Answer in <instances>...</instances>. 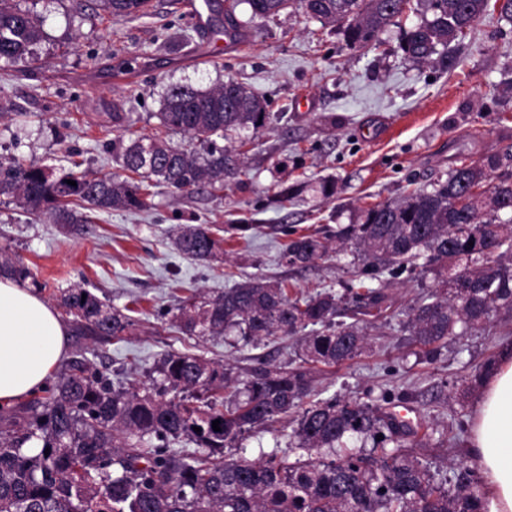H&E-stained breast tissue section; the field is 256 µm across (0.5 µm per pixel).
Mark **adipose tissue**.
<instances>
[{
	"label": "adipose tissue",
	"mask_w": 512,
	"mask_h": 512,
	"mask_svg": "<svg viewBox=\"0 0 512 512\" xmlns=\"http://www.w3.org/2000/svg\"><path fill=\"white\" fill-rule=\"evenodd\" d=\"M69 327L32 290L0 280V406L36 394L66 354ZM469 455L487 494L484 512H512V345L485 377Z\"/></svg>",
	"instance_id": "1"
}]
</instances>
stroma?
I'll return each mask as SVG.
<instances>
[{
  "label": "stroma",
  "mask_w": 512,
  "mask_h": 512,
  "mask_svg": "<svg viewBox=\"0 0 512 512\" xmlns=\"http://www.w3.org/2000/svg\"><path fill=\"white\" fill-rule=\"evenodd\" d=\"M206 23L191 15L193 0H151L144 16H113L100 0H17L43 18L44 39L28 63L0 62V155L25 164L99 176L122 174L120 145L155 135L168 86L206 89L227 80L265 98L270 118L260 132L244 131L246 164L217 190L205 185L174 195L154 187L144 212L113 210L66 230L47 217L0 202V251L34 270L41 297L55 304L59 289L82 284L112 306H133L135 325L124 341L94 343L69 336L68 355L83 354L106 374L138 361L154 365L171 352L222 361L241 374L267 359L297 362L295 340L235 347L231 337L197 339L163 328V312L199 291L228 287L227 272L287 283L290 295L338 287L353 279L351 257L292 268L280 260L281 225L300 233L355 222L363 207L402 197L460 164L512 146V22L498 16L477 23L452 43L457 64L444 71L405 56L404 31L421 23L414 10L395 18L376 48H350L340 31L307 17L300 4L279 16L250 19L246 5L218 0ZM234 9L246 26L238 46L222 42V12ZM122 113L113 127V113ZM335 192L324 196L321 187ZM295 187L288 200L277 197ZM207 224L224 237L222 260L183 257L175 231ZM248 232H239V225ZM433 279L410 272L389 279L390 324L374 329L356 359L313 369L312 398L371 402L385 392H409L414 423L426 440L412 453L430 463L437 481L468 462V420L476 395L454 407L425 393L444 379L472 375L512 343V324L493 333L449 339L434 363L415 355L405 321L407 306ZM292 417L252 432L247 457L290 449Z\"/></svg>",
  "instance_id": "1"
}]
</instances>
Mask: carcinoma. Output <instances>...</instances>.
<instances>
[{
	"label": "carcinoma",
	"mask_w": 512,
	"mask_h": 512,
	"mask_svg": "<svg viewBox=\"0 0 512 512\" xmlns=\"http://www.w3.org/2000/svg\"><path fill=\"white\" fill-rule=\"evenodd\" d=\"M102 2L112 13L139 15L149 0ZM241 2L252 20L272 19L291 4ZM490 2L424 0L431 18L404 34L402 50L418 62L453 67L448 45L493 13ZM300 3L309 17L338 26L346 44L358 49L377 45L385 27L411 8V0ZM42 38L37 14L0 0V61H27ZM157 117L162 129L199 142L204 152L141 136L123 149L125 178L47 174L42 166L0 159V198L45 211L55 224H85L89 216L79 206L150 208L152 180L178 192L205 184L222 188L224 178L239 172L243 153L217 139L259 131L269 112L265 101L228 80L207 89L169 88ZM283 232L288 243L280 259L291 267L346 251L351 264H362L347 285L355 303L351 322L336 320L340 296L330 290L293 299L278 282L247 277L216 295L183 301L170 326L201 339L234 336L244 346L294 337L302 364L259 362L240 380L220 362L169 352L148 381L116 387L92 362L73 358L42 395L11 411L0 407V512H482V479L474 468L458 465L445 484L409 452L419 446L417 431L391 412L409 394L386 392L375 404L334 398L306 405L304 399L308 365L343 364L368 346L365 317L387 310L386 272L437 280V289L410 306L403 322L430 360L448 339L483 331L495 317L512 319V151L462 164L428 187L363 209L353 224ZM175 244L198 261L224 253V239L205 224L178 228ZM0 277L37 284L28 265L1 253ZM59 307L78 335L95 342L120 341L134 326L130 315L79 285L60 291ZM493 365L489 360L451 386L441 382L434 399L447 404L457 392L476 389ZM292 411L298 457L275 450L259 459L240 454L252 431ZM182 438L195 450L170 447ZM33 440L41 442L36 453L27 448Z\"/></svg>",
	"instance_id": "carcinoma-1"
}]
</instances>
